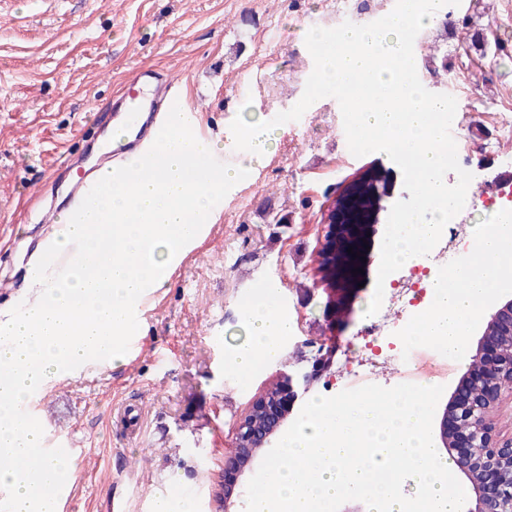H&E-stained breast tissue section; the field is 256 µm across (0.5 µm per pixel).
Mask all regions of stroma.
<instances>
[{"label": "stroma", "mask_w": 512, "mask_h": 512, "mask_svg": "<svg viewBox=\"0 0 512 512\" xmlns=\"http://www.w3.org/2000/svg\"><path fill=\"white\" fill-rule=\"evenodd\" d=\"M396 0H0V305L23 302L27 258L49 231L48 209H65L72 167H87L110 122L104 107L134 72L168 73L220 161L245 157L238 131L269 121L301 98L314 61V27L365 25ZM494 23L499 48L478 30ZM423 86L456 98L460 166L474 183L512 172V0H461L439 9L417 35L428 59ZM336 99L316 101L277 128L267 164L215 207L200 246L150 294L139 312L132 357L88 366L54 381L29 408L47 445L75 464L62 512H151L156 496L214 512L213 494L235 423L281 373L310 369L316 348L325 372L308 397L327 395L373 324L381 243L392 205L409 199L385 153L353 156ZM372 186L373 233L358 284L333 288L319 272L329 209ZM283 216L280 224L272 215ZM279 291L293 334L273 364L239 379L234 348L247 338L244 296Z\"/></svg>", "instance_id": "stroma-1"}]
</instances>
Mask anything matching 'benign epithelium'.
Returning a JSON list of instances; mask_svg holds the SVG:
<instances>
[{
	"mask_svg": "<svg viewBox=\"0 0 512 512\" xmlns=\"http://www.w3.org/2000/svg\"><path fill=\"white\" fill-rule=\"evenodd\" d=\"M370 196L362 191L345 198L336 219L327 221L325 240L331 251L326 275L339 289L351 287L352 270L361 258L371 231ZM479 367L473 377L464 373L442 413L435 436L457 464L474 494L467 512H512V438L501 439L494 420L505 394L512 388V287L503 286L489 311L483 331L469 355ZM301 394L288 375L256 397L237 420L230 448L224 455V478L219 488L222 508L236 505L239 478L255 468L265 451L287 431L288 419Z\"/></svg>",
	"mask_w": 512,
	"mask_h": 512,
	"instance_id": "obj_1",
	"label": "benign epithelium"
}]
</instances>
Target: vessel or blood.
<instances>
[{"label": "vessel or blood", "mask_w": 512, "mask_h": 512, "mask_svg": "<svg viewBox=\"0 0 512 512\" xmlns=\"http://www.w3.org/2000/svg\"><path fill=\"white\" fill-rule=\"evenodd\" d=\"M180 93L163 72L152 66L139 68L129 82L120 88L112 101L113 124L123 131V142L110 147L108 163L121 167L126 155L146 153Z\"/></svg>", "instance_id": "b4317fda"}]
</instances>
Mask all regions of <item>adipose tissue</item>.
<instances>
[{"label": "adipose tissue", "mask_w": 512, "mask_h": 512, "mask_svg": "<svg viewBox=\"0 0 512 512\" xmlns=\"http://www.w3.org/2000/svg\"><path fill=\"white\" fill-rule=\"evenodd\" d=\"M512 272V226L486 224L473 231L469 252L458 270L433 277L428 312L406 331L412 346L441 345L456 357L463 354L472 329L487 310L489 300ZM249 336L235 351L232 367L248 376L257 366L274 363L282 353L292 326L278 307L272 289L261 288L243 301Z\"/></svg>", "instance_id": "obj_1"}]
</instances>
